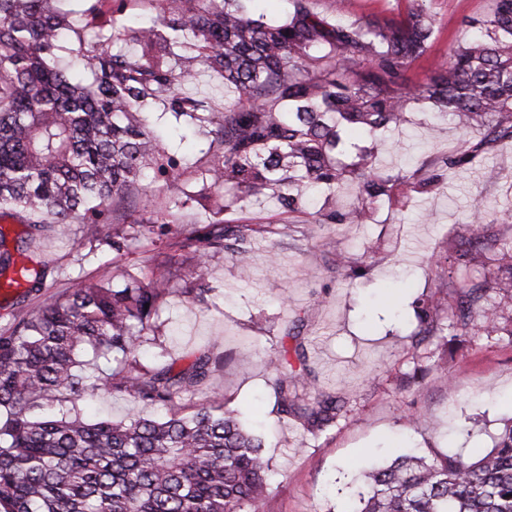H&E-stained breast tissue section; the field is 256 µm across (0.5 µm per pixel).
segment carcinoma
I'll return each mask as SVG.
<instances>
[{"label":"carcinoma","mask_w":512,"mask_h":512,"mask_svg":"<svg viewBox=\"0 0 512 512\" xmlns=\"http://www.w3.org/2000/svg\"><path fill=\"white\" fill-rule=\"evenodd\" d=\"M56 0H0V215L18 216L49 231L76 219L106 221L107 204L137 188L143 171L177 183L183 172L145 123L161 104L212 137L213 159L200 172L199 194L181 208L204 210L207 222L170 246L196 261L223 251L249 271L250 225L228 215L270 198L289 212L308 191L327 192L318 224H362L371 206L401 187L439 189L445 174L469 168L493 145L512 142V0H490L485 14L464 22V34L429 81L410 85L405 69L425 56L433 21L417 5L406 15L338 24L315 0H288V16L273 21L249 9L252 0H151L156 15L131 21L126 0H86L83 25L52 6ZM109 14L106 23L94 19ZM134 42V55L126 44ZM85 60L82 71L61 49ZM224 80V107L208 108L183 87L203 72ZM411 102L432 104L463 126L483 130L476 142L413 171L381 168L375 152L337 158L345 129L397 128ZM345 186L353 203L333 202ZM168 208L145 212L113 228L122 256L140 237L166 225ZM460 236L458 264L494 261L508 273L495 281L498 301L462 283L455 311L448 292L414 302L413 345H448L486 336L512 347V233L477 214ZM110 280L78 278L65 294L0 331V512H265L272 494L261 438L225 409L212 373L224 356L206 352L186 368H147L140 347L157 329L170 271L148 281L120 266ZM46 265L13 269L1 288H44ZM89 348L94 359H81ZM270 356L276 407L311 434L343 417L346 401L308 381L303 346ZM121 364L99 376V360ZM95 390L157 405L158 418L85 419L82 396ZM188 393L205 398L179 403ZM356 512H512V420L475 461L438 451L410 453L365 475Z\"/></svg>","instance_id":"1"}]
</instances>
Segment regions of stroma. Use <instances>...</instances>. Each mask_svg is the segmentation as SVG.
Wrapping results in <instances>:
<instances>
[{
	"label": "stroma",
	"instance_id": "35a3bbf8",
	"mask_svg": "<svg viewBox=\"0 0 512 512\" xmlns=\"http://www.w3.org/2000/svg\"><path fill=\"white\" fill-rule=\"evenodd\" d=\"M489 0H427L435 37L427 55L406 70L409 83L426 81L447 59L461 37L462 22L483 15ZM151 121L177 155L183 176L177 186L156 181L145 195L131 199L126 212L137 215L146 203L172 204L212 158L209 142L183 135L170 115L154 110ZM479 128L455 124L431 105L413 106L401 129L353 136L374 148L389 170L415 167L455 148L464 138L480 139ZM324 202L309 195L304 211L286 213L275 201L253 204L239 213L252 235L251 274L241 277L230 255L211 254L204 270L209 291L203 300L185 296L197 287L193 263H184L159 308L154 341L141 348L149 366L187 367L215 348L225 356L213 386L223 389L234 409L265 443L273 471L270 512H355L364 474L410 448L474 458L488 451L505 421L512 418V348L483 336L456 343L453 352L415 348L417 328L411 303L440 282L439 259L475 211L505 229L512 226V143L495 146L480 165L450 174L439 190L375 203L365 224H317ZM289 224L290 236L264 232V225ZM109 223L76 222L45 232L27 254L50 260L47 289L0 288V329L61 295L79 277L113 278V265L145 278L165 262L169 250L141 239L135 253L115 258L103 240ZM345 252L363 273L337 271L336 252ZM301 320L298 339L287 331ZM302 343L317 387L347 402L335 428L314 435L299 421L281 418L269 386L266 358L280 346ZM428 366L419 384L408 382L414 364ZM88 415L114 419L146 416L150 410L127 396L86 394ZM428 415L431 426L414 425L413 415Z\"/></svg>",
	"mask_w": 512,
	"mask_h": 512
}]
</instances>
